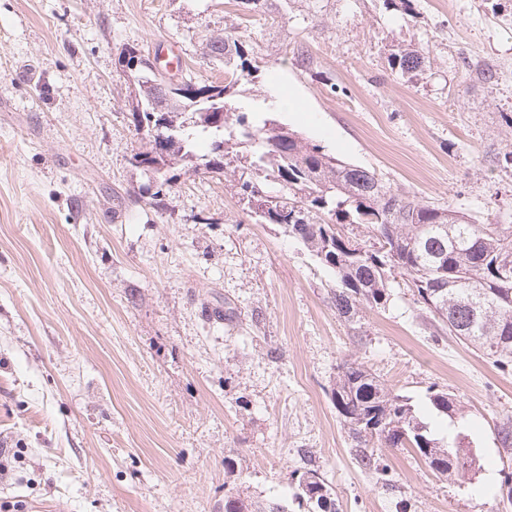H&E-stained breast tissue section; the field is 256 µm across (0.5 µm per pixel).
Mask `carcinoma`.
I'll list each match as a JSON object with an SVG mask.
<instances>
[{"mask_svg": "<svg viewBox=\"0 0 512 512\" xmlns=\"http://www.w3.org/2000/svg\"><path fill=\"white\" fill-rule=\"evenodd\" d=\"M209 56L224 61L221 85L166 77L139 79L146 61L141 55L128 70L129 103L135 127L153 137V105L166 110L170 127L160 153L151 158L153 171L172 185L176 175L166 172L184 162L197 173L223 175L230 165L241 170L240 195L250 208L261 207L265 224L298 225L289 236L300 240L336 274L334 305L350 320L359 306H377L386 300L388 272L398 271L414 289L417 301L442 322L448 334L480 350L504 374L512 372V238L492 224H476L448 208L415 202L394 193L376 172L351 165L303 141L284 126L267 120L261 126L248 121L233 98L239 77L251 74L243 42L230 34L210 38ZM424 50L393 54L392 66L414 77L424 72ZM223 97V127L194 123L193 129L215 134L210 149L196 155L191 133L176 123L185 113L188 95ZM281 186L277 195L268 183ZM335 217L328 224L322 216ZM338 224L364 226L375 237L361 245L336 232ZM336 411L354 439L356 459L365 470H380L375 447L411 448L436 474L462 480L475 458L458 441L462 431L438 436L419 419L405 399L380 384L357 362L343 365L332 391ZM430 410L456 422L457 402L445 392L429 394ZM300 497L317 512H337L324 479L315 470L299 476ZM224 512H285L282 506H264L240 495L224 496Z\"/></svg>", "mask_w": 512, "mask_h": 512, "instance_id": "carcinoma-1", "label": "carcinoma"}]
</instances>
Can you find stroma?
<instances>
[{
    "instance_id": "obj_1",
    "label": "stroma",
    "mask_w": 512,
    "mask_h": 512,
    "mask_svg": "<svg viewBox=\"0 0 512 512\" xmlns=\"http://www.w3.org/2000/svg\"><path fill=\"white\" fill-rule=\"evenodd\" d=\"M226 31L254 67L235 88L250 121L512 233V0H0V508L224 512L233 493L308 512L311 468L339 512H512V374L400 276L384 306L338 316L334 272L250 216L236 174L163 189L131 165L149 139L122 49L177 50L220 84L206 43ZM420 46L424 74L390 67ZM348 361L416 411L433 390L459 401L468 479L402 448L359 467L332 400Z\"/></svg>"
}]
</instances>
